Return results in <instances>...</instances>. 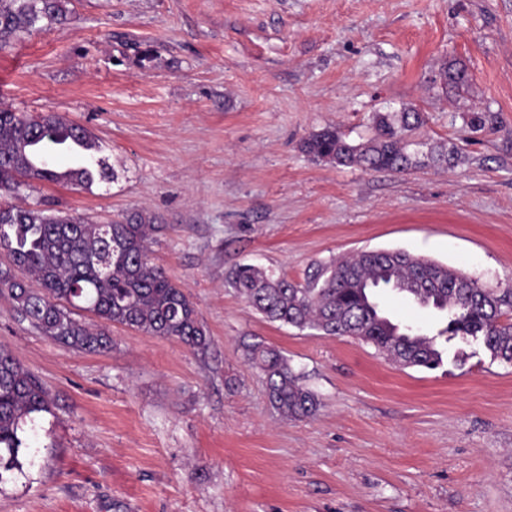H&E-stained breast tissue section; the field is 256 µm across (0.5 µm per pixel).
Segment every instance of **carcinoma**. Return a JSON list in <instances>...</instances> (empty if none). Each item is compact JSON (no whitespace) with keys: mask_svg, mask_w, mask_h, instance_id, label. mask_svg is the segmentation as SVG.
Masks as SVG:
<instances>
[{"mask_svg":"<svg viewBox=\"0 0 512 512\" xmlns=\"http://www.w3.org/2000/svg\"><path fill=\"white\" fill-rule=\"evenodd\" d=\"M71 0H0V50L20 35L62 25ZM443 89L467 86L465 68L442 69ZM420 113L408 108L372 117L374 134L354 144L334 127L310 134L302 151L335 166L406 172L419 164L413 131ZM497 117L474 112L466 126L472 132L492 129ZM81 134V159L58 166L52 147ZM43 143L42 161L28 148ZM101 147L84 126L54 112L37 115L0 110V251L12 261L0 267V295L16 314L42 335L62 346L89 353L112 348L107 326L117 324L154 336L175 337L196 353L208 351L211 339L194 304L180 286L149 257L154 235L164 230L158 217L144 210L126 212L109 224L82 214L1 202L36 183H63L84 189L95 181L117 179ZM18 267L26 277L15 275ZM226 284L264 319L314 329L326 336H349L374 346L395 364L435 370L444 364V344L458 340L482 346L491 357L512 363V288L494 289L469 276L457 280L448 266L399 250L363 251L356 257L308 272L305 284L253 264L232 269ZM388 287L425 308L444 314L446 327L435 335L393 323L374 301L370 288ZM94 315L91 329L75 318ZM248 361L264 377L273 408L289 420L313 416L320 400L306 387L287 357L262 340L245 346ZM52 412L42 383L9 350L0 348V485L24 474L20 458L24 426L40 413Z\"/></svg>","mask_w":512,"mask_h":512,"instance_id":"obj_1","label":"carcinoma"}]
</instances>
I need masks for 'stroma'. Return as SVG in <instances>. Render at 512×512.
I'll return each instance as SVG.
<instances>
[{"label": "stroma", "mask_w": 512, "mask_h": 512, "mask_svg": "<svg viewBox=\"0 0 512 512\" xmlns=\"http://www.w3.org/2000/svg\"><path fill=\"white\" fill-rule=\"evenodd\" d=\"M68 23L0 51V108L56 112L97 137L116 181L36 184L18 206L106 222L142 209L151 259L194 303L212 344L120 325L112 349H67L0 297V346L50 392L25 477L0 512H512V363L479 346L435 370L271 323L225 285L240 264L304 282L311 266L403 250L512 286V0H72ZM151 47L152 59L140 49ZM465 66L464 91L441 68ZM413 106L415 140L454 165L404 173L313 161L310 133H372ZM473 112L496 130L462 140ZM393 321L440 313L391 290ZM280 349L321 401L283 419L248 362Z\"/></svg>", "instance_id": "35a3bbf8"}]
</instances>
